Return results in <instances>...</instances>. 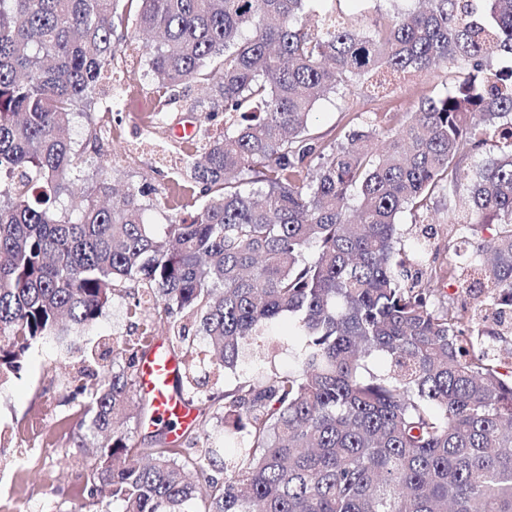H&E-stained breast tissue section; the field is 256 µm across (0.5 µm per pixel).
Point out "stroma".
I'll return each mask as SVG.
<instances>
[{
	"label": "stroma",
	"instance_id": "stroma-1",
	"mask_svg": "<svg viewBox=\"0 0 512 512\" xmlns=\"http://www.w3.org/2000/svg\"><path fill=\"white\" fill-rule=\"evenodd\" d=\"M113 74L125 77L128 96L120 108H113L111 97L96 96L91 106H79L69 128L76 148H84L91 134L111 127V141L124 162L106 168L89 165L74 172L73 190L103 177L118 187L145 190L149 205L145 221L155 234H163L181 206L187 201H201L189 181L174 184L172 169L183 164L201 143L194 133L210 106V91L201 87L180 89L170 103L163 123H155L157 108L155 76L142 40H135L126 53L116 55ZM456 68H440L429 75H415L405 82L403 92L386 103L371 102L365 109L351 107L339 95L328 94L317 101L311 116L314 132L338 134L343 126L365 121L367 113L388 112L401 118L403 112L426 96L448 93L454 87ZM129 299L113 298L98 322L84 328L67 341L49 336L33 346L19 376L0 385V512H85L81 489L90 477L87 449L98 450L101 438L90 435L81 424L79 405L73 400L75 379L80 372H102L111 368V358L104 351L113 338L135 341L139 331L136 319L128 312ZM272 334L284 343L275 363L246 359L236 373L220 376L217 382L197 391L185 392L193 407H202L210 395L223 394L236 378H244L277 368L286 372L294 361L286 348L298 345L288 333L287 322L272 326ZM85 439L86 448L75 447V438ZM35 443L36 453L26 451Z\"/></svg>",
	"mask_w": 512,
	"mask_h": 512
}]
</instances>
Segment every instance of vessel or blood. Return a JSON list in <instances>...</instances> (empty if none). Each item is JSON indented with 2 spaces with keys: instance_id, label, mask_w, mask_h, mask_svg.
Here are the masks:
<instances>
[{
  "instance_id": "obj_1",
  "label": "vessel or blood",
  "mask_w": 512,
  "mask_h": 512,
  "mask_svg": "<svg viewBox=\"0 0 512 512\" xmlns=\"http://www.w3.org/2000/svg\"><path fill=\"white\" fill-rule=\"evenodd\" d=\"M181 376L180 362L163 340H156L141 366V390L149 401L152 418L175 438L194 422V410L180 389Z\"/></svg>"
}]
</instances>
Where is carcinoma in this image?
Listing matches in <instances>:
<instances>
[{
    "label": "carcinoma",
    "mask_w": 512,
    "mask_h": 512,
    "mask_svg": "<svg viewBox=\"0 0 512 512\" xmlns=\"http://www.w3.org/2000/svg\"><path fill=\"white\" fill-rule=\"evenodd\" d=\"M120 0H0V381L31 345L96 322L118 293L143 322L123 365L76 386L105 451L89 461L85 507L123 512H512V0H428L363 28L309 0H136L156 37L149 65L169 104L209 87L224 137L203 129L186 175L205 202L155 236L145 192L105 178L79 193L82 151L65 136L124 47ZM459 69L452 92L414 104L395 127L375 119L326 139L315 103L387 97L390 78ZM492 148L481 165L472 154ZM448 203L458 242L414 268L396 217ZM496 225L489 238L478 236ZM464 301L438 303L444 285ZM165 315L183 381L236 370L293 320L295 368L242 379L180 444L136 448L119 422ZM210 354L194 368L189 333ZM224 424L230 454L213 446ZM220 467L224 476L211 474Z\"/></svg>",
    "instance_id": "obj_1"
}]
</instances>
